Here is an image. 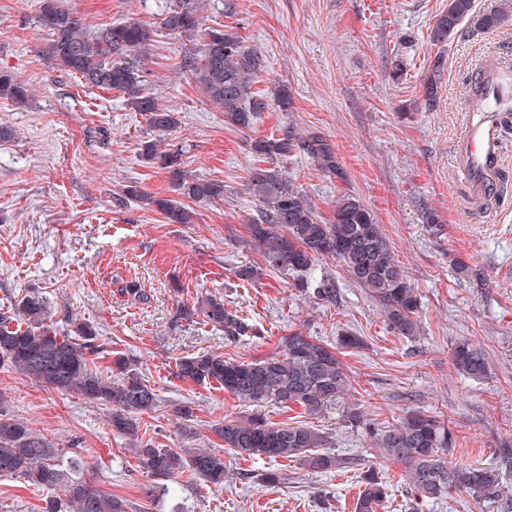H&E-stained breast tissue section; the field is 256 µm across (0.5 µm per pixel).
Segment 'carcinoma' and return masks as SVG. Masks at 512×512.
<instances>
[{"mask_svg": "<svg viewBox=\"0 0 512 512\" xmlns=\"http://www.w3.org/2000/svg\"><path fill=\"white\" fill-rule=\"evenodd\" d=\"M197 2L174 0L161 22V28L171 34L200 39L183 55L181 70L236 127L250 128L257 115L272 105L280 112L291 111L287 88H280L271 102L253 91L266 68L265 60L234 28L220 25L200 30ZM472 9L473 0H448V8L434 22L431 40L446 45L460 24L472 18ZM38 22L51 34L50 54L63 70L89 85L120 93L158 133L178 126L177 113L161 106L144 87L143 61L156 42L157 30L137 21H121L94 33L68 7V0H41ZM440 75L438 59L425 79L423 107L429 110L435 106ZM30 97L27 83L10 71H0V98L24 105ZM249 149L259 161L247 182V189L258 201L256 215L249 219V234L264 267L239 266L237 279L253 282L268 269L296 278L300 287L312 289L314 298L334 305V277L317 273L319 263L331 258L345 267L353 282L369 291L394 331L412 335L417 326V295L368 208L346 191L337 196L332 217L326 219L280 165L303 152L325 175L343 181L346 175L330 141L320 134L306 136L289 125L278 135L251 140ZM139 156L166 170L177 197L155 196L136 185L126 186L123 196L163 215L165 223H192L183 198L202 203L224 199V182L189 175L181 150H163L156 142H145ZM14 311L13 317L0 312V364L8 363L48 389L75 392L112 406V427L130 438L137 436L135 416L156 409L159 396L142 381L131 360L115 354L109 379L94 370L96 361L107 354L100 334L78 318L69 320L70 332L60 333L38 292L24 294ZM196 312L223 332L227 341L258 334L238 310L228 308L219 297L207 298ZM453 362L457 371L473 379H483L489 373L485 351L469 342L455 346ZM175 366L179 378L199 385L216 382L244 404H296L314 415L336 401L348 385L334 347L299 331L283 337L281 351L264 359L246 362L201 353L182 356ZM344 423L372 434L383 456L406 466L414 496L428 501L454 492L496 500L501 497L503 471L512 467V456L507 454L487 466L449 464L452 434L448 425L421 411L381 429L372 426L366 413L354 405L347 408ZM215 433L224 447L246 460L285 459L312 471L339 465L335 456L323 450L328 443L324 432L299 422L271 423L255 413L227 420ZM134 453L153 478L154 492L167 493V482L186 470L214 486L224 483V457L209 448H186L179 453L138 442ZM0 477L22 479L46 491L42 512H126L122 500L99 490L87 478L80 456L52 447L17 419L0 418ZM362 483L354 512H377L387 498L386 484L372 466L362 473Z\"/></svg>", "mask_w": 512, "mask_h": 512, "instance_id": "obj_1", "label": "carcinoma"}]
</instances>
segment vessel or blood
<instances>
[{
	"instance_id": "obj_1",
	"label": "vessel or blood",
	"mask_w": 512,
	"mask_h": 512,
	"mask_svg": "<svg viewBox=\"0 0 512 512\" xmlns=\"http://www.w3.org/2000/svg\"><path fill=\"white\" fill-rule=\"evenodd\" d=\"M482 107L466 123L456 154L459 174L472 204L491 199L504 177L501 139L506 113L500 105L512 104V88L497 79L494 63L481 64L475 76Z\"/></svg>"
}]
</instances>
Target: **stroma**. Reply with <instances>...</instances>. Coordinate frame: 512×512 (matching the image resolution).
Wrapping results in <instances>:
<instances>
[{"label": "stroma", "mask_w": 512, "mask_h": 512, "mask_svg": "<svg viewBox=\"0 0 512 512\" xmlns=\"http://www.w3.org/2000/svg\"><path fill=\"white\" fill-rule=\"evenodd\" d=\"M170 4L69 0L94 31L125 20L159 27ZM39 5L0 0V68L32 91L24 107L0 100V124L15 131L0 141V312L37 290L58 328L73 317L91 323L159 396L156 409L138 418L139 438L222 454L224 485L186 472L169 496H150L151 480L127 437L113 430L109 406L43 389L8 365H0V412L81 456L96 485L128 502V512H354L369 464L389 485L379 512H502L501 501L460 493L416 503L404 466L383 457L364 429L345 427L343 415L356 404L379 427L410 410L443 416L454 437L452 463L492 464L500 449L512 448V132L504 136L506 182L496 199L469 206L455 164L475 69L494 59L500 80L512 84V0H474L475 15H497L498 24L463 22L445 51L430 31L448 0H204L202 27L233 26L265 58L254 91L270 98L287 86L293 105L237 129L179 70L183 40L160 32L144 69L147 91L181 116L166 142L182 148L188 172L228 189L224 200L189 202V224L165 223L121 200L131 183L171 193L165 171L138 156L154 133L117 93L55 64ZM439 55L437 106L427 111L423 80ZM289 124L333 144L346 181L328 178L303 153L285 166L322 216L344 189L372 211L420 299L415 335L392 332L378 302L333 260L321 266L336 279L333 306L272 271L252 283L236 278V267L262 263L248 233L257 209L244 189L255 164L248 142ZM430 213L437 228L426 222ZM462 264L467 273H459ZM124 285L142 289L145 300L121 293ZM211 295L238 309L259 336L230 343L200 316H188ZM296 330L331 344L346 332L361 338V348L340 355L350 385L312 416L295 405L262 413L273 423L320 429L328 451L355 467L320 474L295 461L238 458L213 429L249 416L250 407L175 374L177 358L200 352L265 358ZM463 340L485 350V379L455 370L452 351ZM272 466L284 481L262 485L260 474ZM44 497L24 481L0 478V512H41Z\"/></svg>", "instance_id": "1"}]
</instances>
